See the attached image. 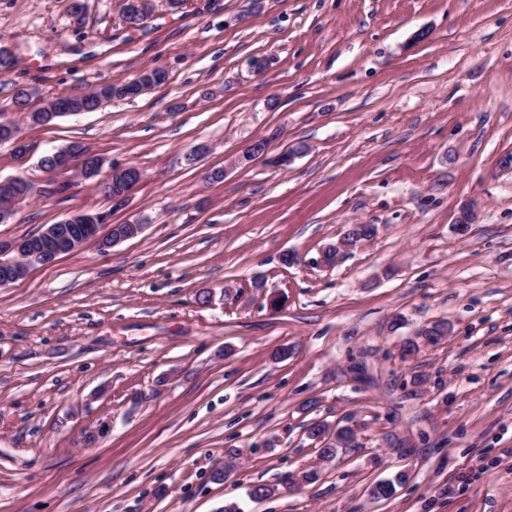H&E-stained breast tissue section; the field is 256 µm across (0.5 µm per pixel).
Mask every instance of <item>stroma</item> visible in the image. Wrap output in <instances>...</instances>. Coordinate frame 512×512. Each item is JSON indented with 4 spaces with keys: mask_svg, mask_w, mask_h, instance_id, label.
Here are the masks:
<instances>
[{
    "mask_svg": "<svg viewBox=\"0 0 512 512\" xmlns=\"http://www.w3.org/2000/svg\"><path fill=\"white\" fill-rule=\"evenodd\" d=\"M73 1L0 0L27 146L0 178L44 186L78 143L144 179L117 209L76 180L0 240L97 211L144 230L0 287V512H512V0H153L137 29ZM153 65L165 85L49 126L13 104ZM259 139L304 151L235 165ZM352 224L375 233L321 263ZM315 420L358 452L321 460Z\"/></svg>",
    "mask_w": 512,
    "mask_h": 512,
    "instance_id": "stroma-1",
    "label": "stroma"
}]
</instances>
